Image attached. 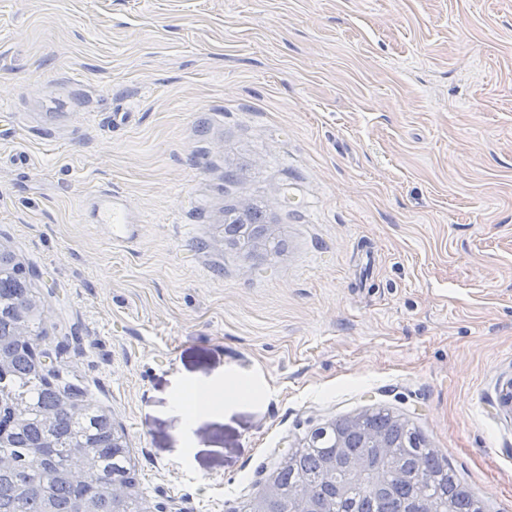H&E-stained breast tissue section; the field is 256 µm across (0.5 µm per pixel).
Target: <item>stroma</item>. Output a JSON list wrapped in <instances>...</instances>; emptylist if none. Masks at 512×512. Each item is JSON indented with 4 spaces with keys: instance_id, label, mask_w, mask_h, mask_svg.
I'll use <instances>...</instances> for the list:
<instances>
[{
    "instance_id": "35a3bbf8",
    "label": "stroma",
    "mask_w": 512,
    "mask_h": 512,
    "mask_svg": "<svg viewBox=\"0 0 512 512\" xmlns=\"http://www.w3.org/2000/svg\"><path fill=\"white\" fill-rule=\"evenodd\" d=\"M0 240L163 512L373 406L512 512V0H0ZM242 379L185 434L172 393ZM100 204L97 210L98 224H106L110 230V240L113 245L123 244L130 240L136 232L130 212L119 193L108 189L97 192ZM224 234L244 250H254L272 238V226L266 224L254 206L224 214Z\"/></svg>"
}]
</instances>
